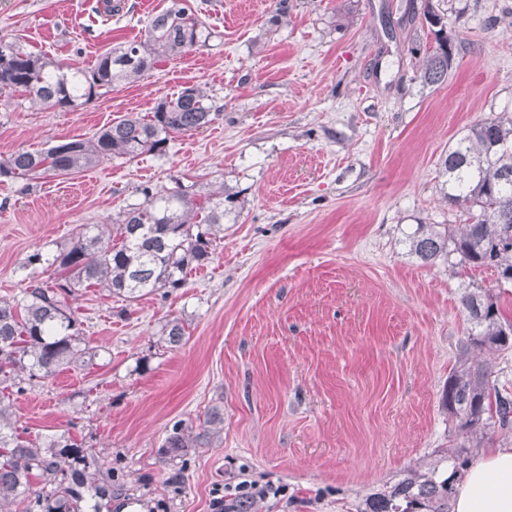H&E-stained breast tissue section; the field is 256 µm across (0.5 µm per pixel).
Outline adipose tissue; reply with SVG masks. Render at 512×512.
Instances as JSON below:
<instances>
[{"label":"adipose tissue","mask_w":512,"mask_h":512,"mask_svg":"<svg viewBox=\"0 0 512 512\" xmlns=\"http://www.w3.org/2000/svg\"><path fill=\"white\" fill-rule=\"evenodd\" d=\"M454 512H512V448H495L458 483Z\"/></svg>","instance_id":"adipose-tissue-1"}]
</instances>
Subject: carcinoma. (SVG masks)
<instances>
[{
	"instance_id": "carcinoma-1",
	"label": "carcinoma",
	"mask_w": 512,
	"mask_h": 512,
	"mask_svg": "<svg viewBox=\"0 0 512 512\" xmlns=\"http://www.w3.org/2000/svg\"><path fill=\"white\" fill-rule=\"evenodd\" d=\"M211 32L189 9L173 4L155 14L139 41L114 48L88 69L63 67L49 58L0 39V93L20 89L48 109L66 111L87 103L119 82H133L171 58L207 45ZM452 52L448 38L437 37L421 78L437 84L448 78ZM218 109L197 86L183 87L157 102L149 115L125 116L89 139H72L45 149H19L0 160V177L38 179L80 173L111 158L163 155L172 139L209 127ZM443 197L466 215L463 224H419L408 236L409 252L422 263L438 259L451 271L486 268L496 282L512 283V115L498 114L465 130L448 147L442 162ZM144 201L125 210L107 231L81 224L72 245L53 255L52 285L30 284L21 298L0 302V394L24 391L23 383L47 378L60 367L93 361L82 345V322L67 299L80 288H101L134 301L145 294L165 298L184 286L187 271L208 265L217 232L229 211L222 191L201 192L195 185L158 194L141 188ZM461 304L470 329L448 376L443 406L457 421L463 444L444 454L439 465L410 469L397 483L368 494L361 512H450L456 476L469 463L468 448L492 424L512 423V393L490 384V362L483 352L512 347V319L491 291H464ZM162 335L182 343L183 321L166 320ZM217 429L195 434L175 422L164 447L172 452L207 444ZM74 453L80 466L63 468ZM42 479L33 492L31 479ZM36 494L46 512H83L86 496H112V468L94 453L83 454L61 435L49 442L18 433L10 404L0 397V509Z\"/></svg>"
}]
</instances>
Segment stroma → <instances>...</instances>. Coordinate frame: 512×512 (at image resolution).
Returning a JSON list of instances; mask_svg holds the SVG:
<instances>
[{"mask_svg":"<svg viewBox=\"0 0 512 512\" xmlns=\"http://www.w3.org/2000/svg\"><path fill=\"white\" fill-rule=\"evenodd\" d=\"M0 0V38L76 68L140 40L172 0ZM212 33L68 111L0 93V159L89 138L143 116L182 87L219 113L165 156L114 158L32 183L0 180V301L53 282L47 260L81 224H109L142 186L227 189L232 214L214 260L183 288L136 301L98 288L70 306L92 363L12 394L18 429L70 434L112 468L100 512H216L247 481L282 488L251 512H360L368 493L434 463L460 439L443 407L468 323L455 276L408 251L420 224H460L441 161L465 130L512 113V0H188ZM444 18L453 65L440 85L419 67ZM43 263L27 265L30 254ZM186 328L180 346L160 329ZM224 428L171 457L175 421Z\"/></svg>","mask_w":512,"mask_h":512,"instance_id":"1","label":"stroma"}]
</instances>
